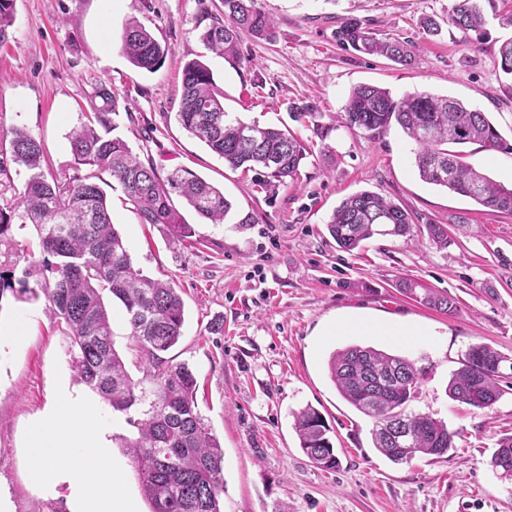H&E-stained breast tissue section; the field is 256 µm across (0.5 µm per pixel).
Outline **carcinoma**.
<instances>
[{
    "label": "carcinoma",
    "instance_id": "obj_1",
    "mask_svg": "<svg viewBox=\"0 0 512 512\" xmlns=\"http://www.w3.org/2000/svg\"><path fill=\"white\" fill-rule=\"evenodd\" d=\"M224 19L216 20L201 35L207 49L224 58L242 60V35L270 40L274 20L261 0H222ZM13 0H0V42L13 25ZM448 24L485 34L486 16L481 0H453ZM336 41L344 48L383 57L405 67L415 61L410 41L376 37L355 18L342 19ZM121 50L139 69L152 72L167 55L152 33L139 21L126 22ZM497 65L512 76V40L498 51ZM98 105L88 121L69 138L70 152L88 172L64 182L48 180L41 172L44 146L33 132L12 127L0 134L9 148L0 150V176L11 183L10 165L32 171L23 192L0 206V244H7L26 263L22 278L14 270H0V298L5 292L44 298L52 319L70 343L77 381L100 396L114 412L127 414L137 430L123 438L121 447L135 469L150 512H224V448L198 409V381L186 363L164 357L182 336L184 302L169 280L153 278L133 267L123 237L112 224L106 195L98 183L109 174L123 192L142 224H163L173 242L196 236L174 206L177 194L186 206L213 224H222L232 203L224 191L186 169L161 177L151 161L144 163L115 130L117 93L101 83L94 92ZM177 120L234 170L251 176L258 192L268 197L298 178L306 158L304 145L283 130L230 117L224 110V92L210 69L188 62L182 72V95ZM341 120L373 140L394 125L414 142L419 177L433 185L473 199L479 205L512 215V188L492 181L467 163L454 145L475 144L484 151L512 154L487 115L463 103L414 91L396 98L373 85L353 88ZM104 128L99 132L97 127ZM15 224H30L37 233L39 254L28 250L12 234ZM412 217L394 202L372 191L342 199L327 222L336 244L353 251L380 236H411ZM434 245L448 246L443 224L425 225ZM400 292L437 310L451 313L455 301L446 294L424 289L403 279ZM119 300L127 313L130 350L138 355L142 377H132L125 356L115 347L105 298ZM508 358L488 344L469 348L462 366L451 374L448 397L478 409L489 408L501 396L502 363ZM328 373L339 396L372 420L374 448L394 463L417 456L442 457L453 447L454 433L444 421L408 410L424 380L425 368L405 355L371 345L352 344L332 352ZM300 447L316 465L332 470L337 459L328 429L318 411L307 406L294 413ZM491 465L512 479V437L501 440Z\"/></svg>",
    "mask_w": 512,
    "mask_h": 512
}]
</instances>
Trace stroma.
<instances>
[{
	"label": "stroma",
	"mask_w": 512,
	"mask_h": 512,
	"mask_svg": "<svg viewBox=\"0 0 512 512\" xmlns=\"http://www.w3.org/2000/svg\"><path fill=\"white\" fill-rule=\"evenodd\" d=\"M275 22L273 41L243 38L242 61L206 52L199 36L222 17V0H14V24L0 42V127L26 128L45 147L43 172L60 180L76 165L68 137L91 110L95 87L117 93L116 133L163 172L185 168L223 189L230 219L209 224L183 200L175 205L197 235L172 243L162 224L140 223L118 182L101 187L135 268L173 281L185 303L179 343L167 357L188 363L198 406L224 445V512H512V481L490 465L512 436V379L486 409L450 399L451 374L469 346L486 343L512 358V215L423 182L413 145L400 128L378 140L341 121L361 84L399 97L426 91L486 112L512 141V77L494 65L512 40V0H483L486 33L448 26L452 0H261ZM355 17L380 38L417 44L412 68L345 50L341 20ZM431 17L437 34L420 26ZM168 49L149 72L120 51L129 19ZM202 59L224 90V109L247 122L289 130L308 148L298 181L266 198L176 119L186 62ZM313 114L298 115L302 102ZM374 191L409 212L413 236H377L339 248L327 222L340 201ZM453 241L433 245L427 223ZM453 296L445 314L401 294L397 279ZM359 329L336 331L342 319ZM223 326L212 334V322ZM27 331L23 344L14 323ZM422 328L399 340L365 324ZM366 344L421 359L427 375L412 410L454 431L447 455L395 464L371 440L372 422L338 395L327 369L334 350ZM86 395L71 365L68 339L44 299L0 298V512H68L75 489L33 487L27 475L31 426L48 420L62 392ZM315 408L330 429L338 464L323 470L300 447L294 412ZM99 428L121 482L115 492L149 512L137 475L116 441L131 435L122 414L100 404Z\"/></svg>",
	"instance_id": "1"
}]
</instances>
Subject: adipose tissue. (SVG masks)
<instances>
[{
  "instance_id": "adipose-tissue-1",
  "label": "adipose tissue",
  "mask_w": 512,
  "mask_h": 512,
  "mask_svg": "<svg viewBox=\"0 0 512 512\" xmlns=\"http://www.w3.org/2000/svg\"><path fill=\"white\" fill-rule=\"evenodd\" d=\"M97 408L86 400H67L57 409L52 423L34 426L28 445L30 482L53 488L59 482L74 483L78 492L71 512H135L112 488L121 476L102 445L94 425Z\"/></svg>"
}]
</instances>
